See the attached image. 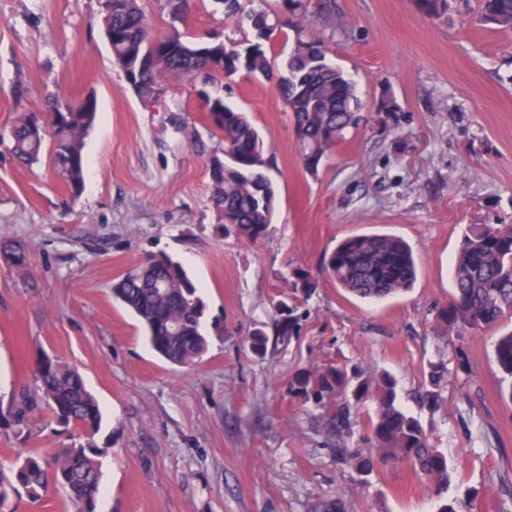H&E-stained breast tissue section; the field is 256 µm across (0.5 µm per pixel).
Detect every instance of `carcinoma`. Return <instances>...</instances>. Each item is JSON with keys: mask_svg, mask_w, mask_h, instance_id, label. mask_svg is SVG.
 I'll return each instance as SVG.
<instances>
[{"mask_svg": "<svg viewBox=\"0 0 512 512\" xmlns=\"http://www.w3.org/2000/svg\"><path fill=\"white\" fill-rule=\"evenodd\" d=\"M248 9L242 0H216L232 31L224 41L205 44L187 39L179 24L152 35L141 0H121L120 9H102L103 29L112 30V59L147 62L128 85L145 105L160 100L165 76L189 77L200 83L199 93L208 107L209 125L219 138L210 157L212 202L230 221V231L243 239L265 238L277 201L270 161L264 142L249 113L230 107L207 87L221 75L230 79L241 71L256 77L276 78L279 96L287 108L296 135L298 156L307 173L315 176L325 158L366 121L356 82L328 59V49L318 27L332 20L324 0H261ZM417 12L439 19L447 15L450 0H413ZM479 20L486 25L512 29V0H479ZM292 33V48L283 71L274 73L268 55L272 36L282 28ZM211 48L224 59V69L212 70L201 55ZM44 129H34V112H24L10 130L11 150L22 164L32 166L49 154L52 173L74 195L83 188L84 140L94 126L97 103L74 102L57 93L47 98L42 111ZM319 274L354 296L382 302L408 291L417 275L410 246L400 237L371 233L347 237L325 254ZM318 280L309 272H293L291 287L310 295ZM113 299L142 325L149 346L168 363L197 364L208 350L205 304L198 287L181 262L168 254L148 256L112 286ZM446 333L491 329L512 319V224H472L463 236L455 258L453 290L448 304L437 311ZM494 359L512 402V331L499 336ZM448 379V364L429 365L428 384L420 395L435 407ZM33 386L24 388L5 409L0 407V429L16 438L37 433L34 417L47 413L53 421L83 433L85 443L48 450L29 448L8 468L0 466V509L21 492L34 502L50 489L61 488L73 512H97L102 478L100 455L92 439L102 413L85 386L78 369L45 356L34 366ZM295 389L317 404L335 402L334 427L351 426L353 407L374 404L362 444L343 449L350 466L363 477L382 468L406 466L429 480L438 496L448 490L447 455L432 446L419 421L396 404V380L378 376H348L338 367L302 372ZM472 497L440 501L438 512H463Z\"/></svg>", "mask_w": 512, "mask_h": 512, "instance_id": "1", "label": "carcinoma"}]
</instances>
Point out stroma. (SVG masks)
<instances>
[{
  "label": "stroma",
  "mask_w": 512,
  "mask_h": 512,
  "mask_svg": "<svg viewBox=\"0 0 512 512\" xmlns=\"http://www.w3.org/2000/svg\"><path fill=\"white\" fill-rule=\"evenodd\" d=\"M335 5L336 26L322 36L370 119L317 176L300 164L274 81L242 73L212 87L250 113L274 159L275 215L251 242L225 235L212 203L215 141L192 81H170L162 102L144 106L112 61L99 0H0V134L41 109L48 90L92 94L98 106L79 196L0 143V405L30 384L42 356L76 366L103 414L93 442L104 450L108 512H320L334 496L349 512H435L434 491L410 468L364 479L340 461L326 408L290 389L298 373L331 365L394 375L398 405L448 455L449 495L473 488L471 512H512V402L493 354L512 324L443 339L435 319L466 225L512 224V30L480 24L478 0H452L439 20L412 0ZM186 32L223 40L216 0H188ZM385 94L396 122L374 113ZM187 126L200 142L187 140ZM370 231L411 245L414 287L368 303L321 281L296 298L295 336L278 339L292 270L317 271L325 251ZM16 243L20 266L8 252ZM159 252L184 265L206 304L209 348L191 368L160 359L112 298L114 279ZM258 327L262 357L248 342ZM442 352L448 382L433 410L416 392ZM40 426L29 444L0 431V463L77 436L45 417Z\"/></svg>",
  "instance_id": "obj_1"
}]
</instances>
